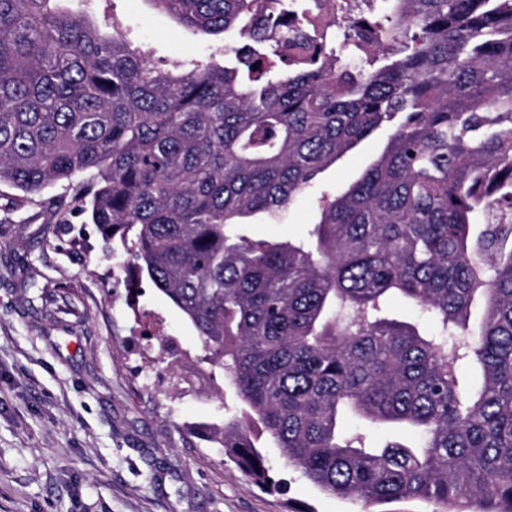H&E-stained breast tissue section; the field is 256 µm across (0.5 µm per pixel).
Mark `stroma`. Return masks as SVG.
Masks as SVG:
<instances>
[{
  "instance_id": "1",
  "label": "stroma",
  "mask_w": 512,
  "mask_h": 512,
  "mask_svg": "<svg viewBox=\"0 0 512 512\" xmlns=\"http://www.w3.org/2000/svg\"><path fill=\"white\" fill-rule=\"evenodd\" d=\"M157 60L199 58L216 37L188 34L149 0H101ZM380 130L250 234L302 235L317 192H338L382 151ZM0 183V512H362L285 465L267 434L251 437L284 487L256 485L210 441L243 406L208 367L199 388L182 375L202 361L197 332L85 215ZM21 207L4 211L7 199Z\"/></svg>"
}]
</instances>
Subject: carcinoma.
<instances>
[{"label":"carcinoma","instance_id":"cac0c4a2","mask_svg":"<svg viewBox=\"0 0 512 512\" xmlns=\"http://www.w3.org/2000/svg\"><path fill=\"white\" fill-rule=\"evenodd\" d=\"M65 2L0 0V182L77 184L74 208L244 403L247 422L214 434L224 453L275 487L259 423L287 466L365 512H512V0H377L362 58L356 24L309 46L306 13L330 0L291 24L288 0H149L252 42L170 70L94 0ZM382 127L381 156L321 193L308 237L243 234ZM393 299L416 319L391 317Z\"/></svg>","mask_w":512,"mask_h":512}]
</instances>
